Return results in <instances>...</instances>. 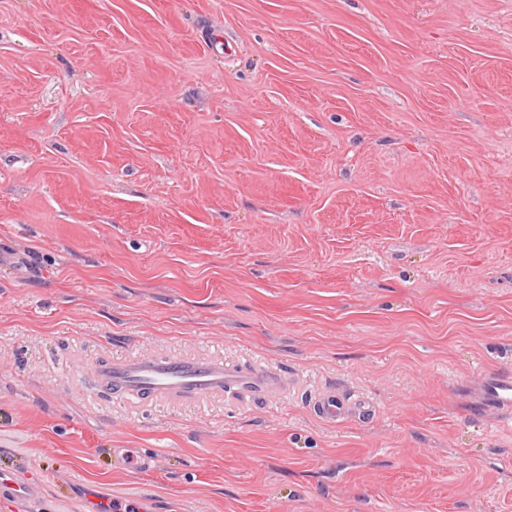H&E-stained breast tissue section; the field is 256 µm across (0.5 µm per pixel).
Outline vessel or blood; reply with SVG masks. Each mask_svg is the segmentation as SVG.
<instances>
[{
  "mask_svg": "<svg viewBox=\"0 0 512 512\" xmlns=\"http://www.w3.org/2000/svg\"><path fill=\"white\" fill-rule=\"evenodd\" d=\"M94 381L97 389L130 399L169 394L195 396L243 388L269 392L286 385L284 378L262 364L242 369L220 360L147 356L102 362L95 368ZM314 408L323 419L335 422L364 411L366 403L361 399L348 401L326 391L316 399Z\"/></svg>",
  "mask_w": 512,
  "mask_h": 512,
  "instance_id": "vessel-or-blood-1",
  "label": "vessel or blood"
}]
</instances>
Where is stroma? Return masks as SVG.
<instances>
[{
    "instance_id": "1",
    "label": "stroma",
    "mask_w": 512,
    "mask_h": 512,
    "mask_svg": "<svg viewBox=\"0 0 512 512\" xmlns=\"http://www.w3.org/2000/svg\"><path fill=\"white\" fill-rule=\"evenodd\" d=\"M508 377L512 0H0V512H512ZM94 381L97 389L130 399L169 394L195 396L243 388L269 392L286 385L284 378L262 364L241 369L221 360L147 356L102 362L95 368ZM314 408L323 419L335 422L368 410V404L361 399L345 400L336 395L335 391H324L315 400Z\"/></svg>"
}]
</instances>
